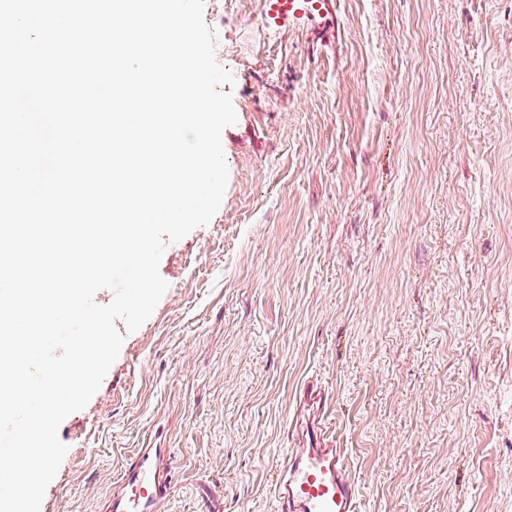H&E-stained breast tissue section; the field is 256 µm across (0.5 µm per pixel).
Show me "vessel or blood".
I'll list each match as a JSON object with an SVG mask.
<instances>
[{
    "label": "vessel or blood",
    "mask_w": 512,
    "mask_h": 512,
    "mask_svg": "<svg viewBox=\"0 0 512 512\" xmlns=\"http://www.w3.org/2000/svg\"><path fill=\"white\" fill-rule=\"evenodd\" d=\"M281 15L322 11V0H275ZM277 512H358L359 486L346 449L330 444L323 427L308 440L290 443L276 463ZM168 455L142 449L130 462L109 504L110 512H158L172 483Z\"/></svg>",
    "instance_id": "vessel-or-blood-1"
}]
</instances>
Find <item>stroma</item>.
Returning <instances> with one entry per match:
<instances>
[{
  "label": "stroma",
  "mask_w": 512,
  "mask_h": 512,
  "mask_svg": "<svg viewBox=\"0 0 512 512\" xmlns=\"http://www.w3.org/2000/svg\"><path fill=\"white\" fill-rule=\"evenodd\" d=\"M204 11L228 183L58 436L41 512H102L138 449L166 512H277L301 385L334 394L359 512H512V0Z\"/></svg>",
  "instance_id": "35a3bbf8"
}]
</instances>
